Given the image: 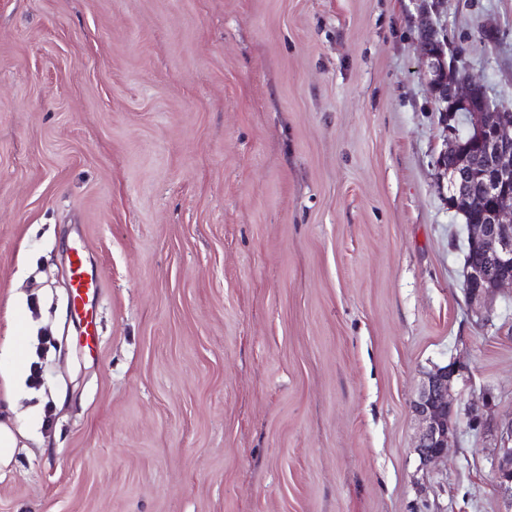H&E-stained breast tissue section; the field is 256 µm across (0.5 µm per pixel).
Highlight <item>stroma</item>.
<instances>
[{
	"label": "stroma",
	"mask_w": 512,
	"mask_h": 512,
	"mask_svg": "<svg viewBox=\"0 0 512 512\" xmlns=\"http://www.w3.org/2000/svg\"><path fill=\"white\" fill-rule=\"evenodd\" d=\"M426 5L0 0V512H504L512 291L466 302ZM434 22L512 107V0ZM453 361L423 469L411 401ZM69 284L74 302V311L80 322L84 323V334L90 339L96 340V316L89 313L85 301L92 285L84 265L83 255L78 248H74L73 258L70 259ZM461 369L455 362L434 367L412 401V411L420 423L414 451L422 468L435 467L444 461L448 443L457 434L454 421L456 398L452 386ZM498 443L492 463L494 480L499 493L508 501L512 511V419L497 427Z\"/></svg>",
	"instance_id": "stroma-1"
}]
</instances>
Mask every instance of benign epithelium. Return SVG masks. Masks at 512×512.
I'll use <instances>...</instances> for the list:
<instances>
[{
	"label": "benign epithelium",
	"mask_w": 512,
	"mask_h": 512,
	"mask_svg": "<svg viewBox=\"0 0 512 512\" xmlns=\"http://www.w3.org/2000/svg\"><path fill=\"white\" fill-rule=\"evenodd\" d=\"M421 34L424 74L429 78L435 100L467 109L476 145L483 149L484 163L477 174L474 156L460 148L450 129L440 158L448 176L450 209L471 212L481 200L493 201L482 223L466 226L470 243L497 268L492 277L481 264L469 265L464 271V291L471 311L487 321L494 297L501 289L512 288V109L492 105L485 84L468 75L448 83L449 64L445 52L437 49L440 31L428 12L422 18ZM476 177L482 181L478 194L471 189ZM460 372L461 367L454 362L434 367L412 401V411L420 423L414 452L423 468L444 461L448 443L457 434L452 386ZM497 432L499 440L492 470L499 493L512 508V420L497 427Z\"/></svg>",
	"instance_id": "1"
}]
</instances>
